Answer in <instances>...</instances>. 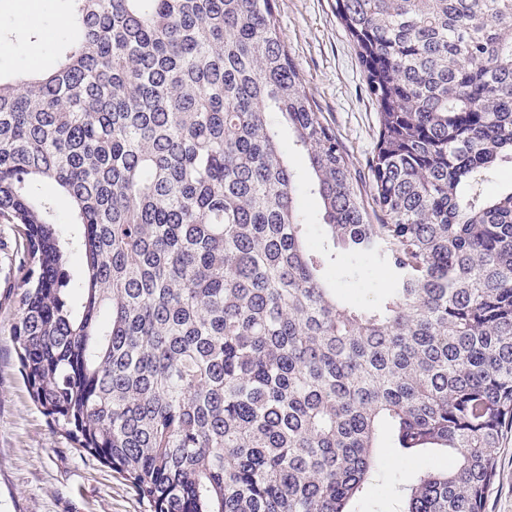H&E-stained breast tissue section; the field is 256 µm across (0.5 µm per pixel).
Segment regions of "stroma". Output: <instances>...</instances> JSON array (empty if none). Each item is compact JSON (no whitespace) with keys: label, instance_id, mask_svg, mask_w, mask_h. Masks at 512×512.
Masks as SVG:
<instances>
[{"label":"stroma","instance_id":"stroma-1","mask_svg":"<svg viewBox=\"0 0 512 512\" xmlns=\"http://www.w3.org/2000/svg\"><path fill=\"white\" fill-rule=\"evenodd\" d=\"M0 0V35L11 54L0 56V75L13 77L57 65V39L67 29V0H36L37 22L22 28ZM334 0H275L281 37L308 95L342 139L353 171H362L377 136V113L365 88L351 38L336 18ZM15 236L0 224V512H151L133 486L95 457L77 450L33 402L21 374L11 325L18 309ZM448 459L426 453H380V483L359 512H395L394 490ZM485 512H512V435L503 444Z\"/></svg>","mask_w":512,"mask_h":512}]
</instances>
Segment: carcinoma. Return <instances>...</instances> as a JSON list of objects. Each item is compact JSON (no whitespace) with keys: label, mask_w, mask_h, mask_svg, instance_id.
I'll use <instances>...</instances> for the list:
<instances>
[{"label":"carcinoma","mask_w":512,"mask_h":512,"mask_svg":"<svg viewBox=\"0 0 512 512\" xmlns=\"http://www.w3.org/2000/svg\"><path fill=\"white\" fill-rule=\"evenodd\" d=\"M70 2L57 68L0 77L33 401L151 512H355L384 431L450 455L401 512H485L512 433V0H335L377 107L363 179L273 0ZM365 263L370 305L332 278Z\"/></svg>","instance_id":"cac0c4a2"}]
</instances>
